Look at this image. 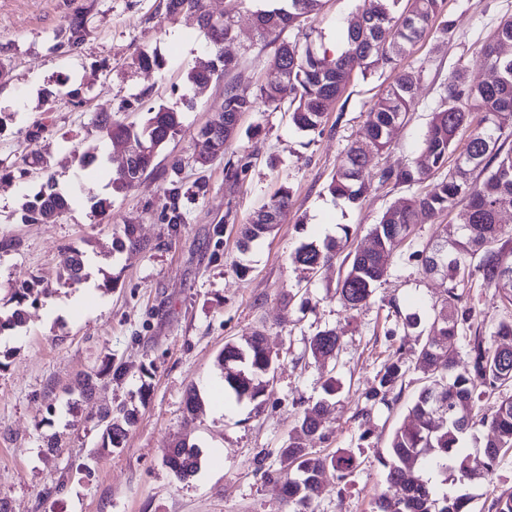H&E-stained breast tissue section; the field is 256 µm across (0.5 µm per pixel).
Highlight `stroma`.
I'll return each mask as SVG.
<instances>
[{"label":"stroma","instance_id":"obj_1","mask_svg":"<svg viewBox=\"0 0 512 512\" xmlns=\"http://www.w3.org/2000/svg\"><path fill=\"white\" fill-rule=\"evenodd\" d=\"M262 0H243L224 49L236 61L226 81L195 94L187 74L209 57V39L195 17L165 16L163 0H0V59L11 67L0 82V159L11 174L0 179V238L19 239L16 250H0V299L16 280L35 277L48 296L26 304L23 327L0 333V499L10 512H289L274 476L278 451L288 444L304 407L329 397L335 411L325 422V439L311 446L327 455L354 453L358 465L344 480L324 477L313 512H373L387 491V447L424 384L409 369L402 395L391 406L369 405L365 395L378 371L400 344L396 318L417 314L431 324L430 308L441 281L425 274L415 252L423 250L457 213L416 224L393 254L389 274L369 305L345 308L336 295L338 263L314 275L295 270L291 255L301 243L340 235L350 226L352 246L365 247L370 231L398 200L411 195L404 185L374 184L351 205L334 198L328 185L347 148L363 139L368 108L388 82L378 72L354 76L323 119L322 134L299 131L285 109L258 105L239 122L231 152L248 157L247 174L235 186L224 180L223 159L206 170L189 166L186 184L205 179V196L186 205V222L171 232L158 216L164 206L167 168L193 152L194 138L224 101V84L255 95L269 78L271 60L294 29L259 38L254 11ZM363 0H322L311 19L312 37L327 49L342 46L348 23ZM82 13L88 36L79 53L54 50L56 34L73 13ZM444 15L452 36L431 29L402 67L416 77L407 121L397 125L387 150L372 157L364 177L381 168H401L418 159L427 124L440 105V85L455 69L474 84L488 77L482 45L501 19L512 16V0H446ZM139 49L158 50L162 68L129 67ZM192 98L193 106L182 103ZM181 109L182 129L160 152L157 168L133 190L112 198V222L100 223L78 184L103 192L107 169H81L75 156L89 146L112 154L110 141L93 125L99 113L142 124L149 107ZM47 150L50 170L61 190L73 194L69 211L53 224H25L23 205L40 188L25 173L22 158ZM292 205L282 224L249 251L239 247V229L280 186ZM134 225L142 251H115L113 233ZM87 256L82 282L63 274L70 250ZM93 284L98 310L62 306ZM464 296L484 333L512 318V305L492 288L472 286ZM336 329L342 347L336 359L309 360L310 336ZM265 335L275 359V381L262 408L224 394L216 358L226 343L252 331ZM125 365V375L79 395L78 382L105 361ZM335 377L340 388L326 395ZM196 390L203 402L186 422L184 400ZM127 406L138 420L122 447L101 450L99 412ZM369 409L361 419V409ZM54 435L58 449L44 439ZM198 445L201 464L187 480L175 479L164 464L174 440ZM472 512H488L494 496L512 492V451L487 480L469 489Z\"/></svg>","mask_w":512,"mask_h":512}]
</instances>
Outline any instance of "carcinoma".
<instances>
[{
  "label": "carcinoma",
  "instance_id": "1",
  "mask_svg": "<svg viewBox=\"0 0 512 512\" xmlns=\"http://www.w3.org/2000/svg\"><path fill=\"white\" fill-rule=\"evenodd\" d=\"M229 2L230 8L221 17L210 14L205 0H166L165 11L170 18L194 13L204 28H217L226 38L233 31V12L240 0ZM443 7L444 0H364L363 8L347 27L344 48L334 56L316 47L312 30L306 27L320 10L321 0H283L281 6L256 11L254 24L259 36L295 26L301 29L302 37L280 44L272 65L281 68L284 75L260 85L255 96H244L234 85L224 84L223 110L214 113L199 130L193 162L205 168L224 156L232 135L238 132L232 127L233 117L255 111L259 101L275 110L288 104L291 122L298 130L318 133L327 104L342 95L353 75L387 70L391 81L367 114L366 141L347 150L328 186L333 196L358 202L370 188L361 179L369 154L388 148L392 128L404 120L413 101L414 75L401 69V61L435 23H440L442 34L453 33L454 21L441 19ZM86 34L84 15L77 14L56 36L55 48L78 52ZM504 42H512V19L501 22L482 48L493 78L472 85L464 71H452L442 86L440 108L432 113L421 160L410 167L382 168L377 179L381 186L393 183L413 187L423 183L448 163V152L456 149L459 130L470 127L472 131L455 167L448 170L434 190L414 193L389 208L371 230V249H356L344 257L348 269L338 288L339 299L346 308L359 310L370 303L377 285L388 275L389 258L409 237L413 225L422 217L433 219L445 211L459 210L456 233L448 234L444 226L437 235L439 240L452 239L453 246L442 254L433 247L417 254L425 273L442 279L441 295L433 305L432 326L438 335L424 338L414 351L416 367L422 369L425 384L390 439L389 459L384 466L387 481L396 487L397 495L383 494L377 503L378 512H469L468 494H437L434 485L424 478V469L436 472L444 484L465 487L490 476L512 449V396L500 400L489 411L480 407L487 392L512 385V321H502L490 335H484L481 327L474 326L475 309L464 301L461 291L465 278L475 270L484 287L498 290L505 301L512 302V261L508 259L512 238H503L499 219L501 208L512 206V147L505 148L504 138L506 130L512 128V57L500 55L499 46ZM235 65V59L225 56L224 47L213 41L207 66L191 69L187 79L201 92ZM161 66L162 59L146 50L137 52L130 62V67L141 70ZM94 124L108 140L123 142L132 152V166L124 172H113L109 182L111 192L126 193L154 170L159 152L180 133L181 112L160 105L148 109V118L140 127L102 115L96 117ZM23 162L43 179L40 190L24 205L23 220L46 224L56 221L70 208L72 198L57 190L42 152H32ZM182 167V159H172L164 191L166 203L159 216L174 232L186 223L185 202L207 191L203 180L186 186L180 178ZM248 168L249 163L240 159L227 160L225 180L236 185ZM89 200L100 221L110 222V198L91 191ZM290 207V190L283 185L241 225V250H249L252 244L270 235L286 218ZM342 232L340 238L302 244L294 252L293 264L313 274L332 263L349 241V227L343 226ZM112 246L131 251L143 248L130 225L114 237ZM83 268V253L71 250L65 265L68 279L80 280ZM34 294H41L37 281H19L9 298L13 304L10 314L0 318V331L25 321L23 303ZM459 336L465 340L460 355L450 349L451 341ZM340 346L336 330H322L310 338L308 354L320 362L336 357ZM217 361L220 367H229L224 373V388L236 399H246L261 408L274 362L263 334L253 332L243 346L225 344ZM408 370L406 359L400 355L385 363L367 400L386 405L397 401ZM122 374V368L110 366L86 372L80 395H92L102 377ZM334 407L324 400L304 408L295 437L278 450L281 488L294 505L293 512H308L322 491L326 471L344 479L356 467V459L349 451L322 456L304 443L309 437L323 438V424ZM136 419L134 408L123 406L115 416L110 409L104 411L99 416L103 427L101 448L120 447ZM476 428L484 431V440H475L472 448L463 447L465 435ZM164 463L179 480L186 473L198 471L200 453L196 446L179 441L167 451Z\"/></svg>",
  "mask_w": 512,
  "mask_h": 512
}]
</instances>
